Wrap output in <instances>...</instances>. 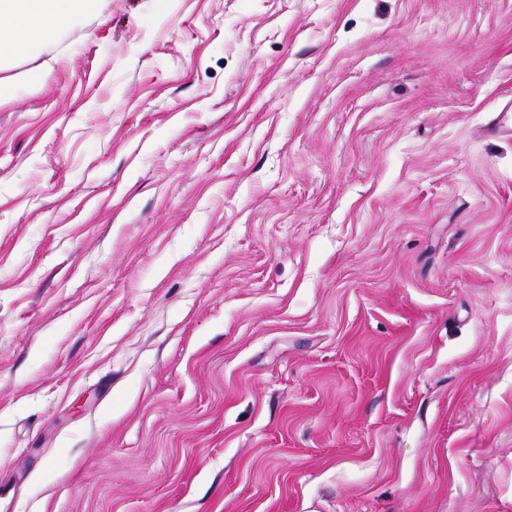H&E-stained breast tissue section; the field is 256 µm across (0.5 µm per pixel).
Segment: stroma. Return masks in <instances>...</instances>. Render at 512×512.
<instances>
[{
	"mask_svg": "<svg viewBox=\"0 0 512 512\" xmlns=\"http://www.w3.org/2000/svg\"><path fill=\"white\" fill-rule=\"evenodd\" d=\"M0 104V512H512V0H104Z\"/></svg>",
	"mask_w": 512,
	"mask_h": 512,
	"instance_id": "obj_1",
	"label": "stroma"
}]
</instances>
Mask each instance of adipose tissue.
<instances>
[{
  "mask_svg": "<svg viewBox=\"0 0 512 512\" xmlns=\"http://www.w3.org/2000/svg\"><path fill=\"white\" fill-rule=\"evenodd\" d=\"M103 0H0V67L16 53H37L55 32L98 14Z\"/></svg>",
  "mask_w": 512,
  "mask_h": 512,
  "instance_id": "1",
  "label": "adipose tissue"
}]
</instances>
